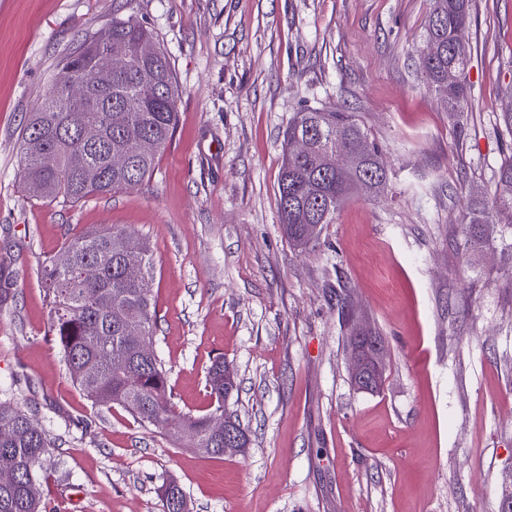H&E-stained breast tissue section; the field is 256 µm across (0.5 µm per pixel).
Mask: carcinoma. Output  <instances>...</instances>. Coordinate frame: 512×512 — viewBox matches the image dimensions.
Returning a JSON list of instances; mask_svg holds the SVG:
<instances>
[{
  "instance_id": "obj_1",
  "label": "carcinoma",
  "mask_w": 512,
  "mask_h": 512,
  "mask_svg": "<svg viewBox=\"0 0 512 512\" xmlns=\"http://www.w3.org/2000/svg\"><path fill=\"white\" fill-rule=\"evenodd\" d=\"M472 0H434L425 39L439 50L423 65L425 79L449 112L464 111L468 98L465 82L470 46L458 48L455 32L471 19ZM111 42L99 47L97 37L84 40L63 59L41 105L31 114L21 136L24 183L36 178L41 198L79 202L89 196L112 194L134 187L153 171L156 155L172 139L177 121L178 88L166 53L152 32L129 13L112 16ZM455 74L448 83V72ZM94 127L98 138L89 142L82 130ZM307 139L306 151L284 156L278 180L277 207L288 241L306 249L317 243L304 237L305 224H330L339 206L352 195L378 197L388 188L380 149L368 142L367 132L352 112L307 109L289 123L285 139ZM149 141L153 149L142 151ZM368 153L350 170L328 169L322 159L356 146ZM57 158L54 168H42L41 154ZM123 156L127 164L111 166ZM512 223V160L499 169L492 195L476 199L463 224L469 244L489 241L493 224ZM131 234L119 226L86 231L71 238L61 252L44 261L46 296L53 311L49 333L58 345L73 383L97 407L119 406L140 424L165 432L175 414L169 371L154 353H145L126 338L128 324L138 325L152 339L157 314L152 302L153 257L147 241L130 248ZM93 265L98 277L88 280L82 270ZM139 269L138 280L126 277ZM224 361L208 369L206 388L211 399L208 413L184 416L189 428L184 439L173 435L182 448H210V457L224 458V441L208 432L210 415L224 409V397L233 385L224 383ZM58 438L38 427L31 417L0 402V470L14 474L9 485L0 484V512H46L41 486L50 477ZM164 512H182L185 494L176 479L162 483Z\"/></svg>"
}]
</instances>
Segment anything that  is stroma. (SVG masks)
<instances>
[{
  "label": "stroma",
  "instance_id": "stroma-1",
  "mask_svg": "<svg viewBox=\"0 0 512 512\" xmlns=\"http://www.w3.org/2000/svg\"><path fill=\"white\" fill-rule=\"evenodd\" d=\"M166 51L178 125L138 187L76 203L34 196L19 141L60 59L107 31L113 0H0V387L62 438L49 512H501L512 497V224L461 226L512 157V0H472L468 107L445 111L421 67L432 0H133ZM311 108L354 113L389 187L353 197L315 248L282 233L283 133ZM118 225L147 240L153 348L177 411L206 414L205 372L233 364L250 438L221 460L174 447L71 381L48 334L40 263ZM351 297L352 310L340 300ZM388 346L380 391L350 381L348 317ZM161 488L164 512H189L182 511L186 507L185 494L176 479L169 478L164 480ZM177 505L179 506L178 509Z\"/></svg>",
  "mask_w": 512,
  "mask_h": 512
}]
</instances>
